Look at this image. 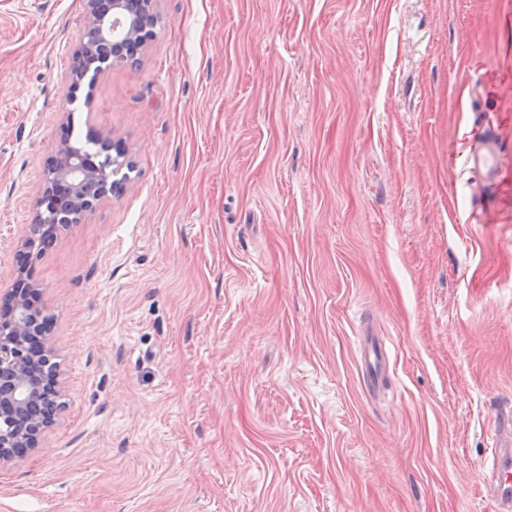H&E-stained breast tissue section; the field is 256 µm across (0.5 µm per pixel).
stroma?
<instances>
[{
  "label": "stroma",
  "mask_w": 512,
  "mask_h": 512,
  "mask_svg": "<svg viewBox=\"0 0 512 512\" xmlns=\"http://www.w3.org/2000/svg\"><path fill=\"white\" fill-rule=\"evenodd\" d=\"M66 73L84 0H0V289L64 115L121 196L34 264L71 401L0 512H496L512 412V0H157ZM504 143L498 208L458 144ZM383 336L388 386L356 340ZM81 57L82 50L76 51L73 56L72 64L67 72V80L70 83L73 94L79 90L81 83L85 79L88 78V85H94L97 79L105 72V69L99 66L97 69L93 70L90 75L91 70L83 66ZM358 363L367 392H376L383 385L389 371V361L379 336H359ZM481 479L485 491L497 504L498 512L512 511V424L498 429L492 448L481 462Z\"/></svg>",
  "instance_id": "obj_1"
}]
</instances>
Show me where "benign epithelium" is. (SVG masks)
<instances>
[{
    "label": "benign epithelium",
    "instance_id": "1",
    "mask_svg": "<svg viewBox=\"0 0 512 512\" xmlns=\"http://www.w3.org/2000/svg\"><path fill=\"white\" fill-rule=\"evenodd\" d=\"M123 23L121 37L145 46L140 21L128 13L125 0H85V19L82 38L97 37L102 44L112 45V60L126 59L120 42L112 38V27ZM82 51L73 56L67 72L72 92H77L83 81L93 84L104 74L98 67L83 66ZM52 171L44 173L40 208L49 203V196L58 184L69 187L68 205L81 213L91 211L104 196L115 193L109 187L111 174L87 155L65 142H60L54 155ZM65 228L37 215V223L30 225L14 254L15 278L12 287L0 297V469L25 459L29 454L44 449L46 432L53 426L60 411L66 407V386L59 363H54L52 374L46 373V362L55 356L50 336H37L33 325L41 316L37 304L40 289L24 279L22 264L38 257L35 251L39 237L57 236Z\"/></svg>",
    "mask_w": 512,
    "mask_h": 512
}]
</instances>
